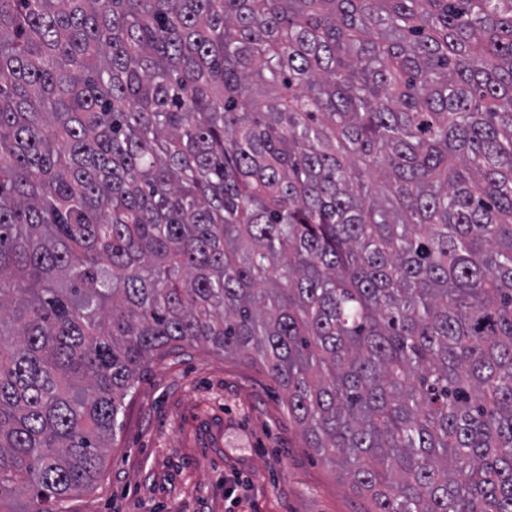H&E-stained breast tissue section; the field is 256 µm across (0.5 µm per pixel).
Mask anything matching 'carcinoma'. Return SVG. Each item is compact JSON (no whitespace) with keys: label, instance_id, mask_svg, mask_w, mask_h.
I'll return each mask as SVG.
<instances>
[{"label":"carcinoma","instance_id":"cac0c4a2","mask_svg":"<svg viewBox=\"0 0 512 512\" xmlns=\"http://www.w3.org/2000/svg\"><path fill=\"white\" fill-rule=\"evenodd\" d=\"M192 344L367 512H512V0H0V512Z\"/></svg>","mask_w":512,"mask_h":512}]
</instances>
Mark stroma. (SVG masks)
Instances as JSON below:
<instances>
[{"instance_id":"1","label":"stroma","mask_w":512,"mask_h":512,"mask_svg":"<svg viewBox=\"0 0 512 512\" xmlns=\"http://www.w3.org/2000/svg\"><path fill=\"white\" fill-rule=\"evenodd\" d=\"M308 448L259 366L210 347L154 361L93 485L68 512H366Z\"/></svg>"}]
</instances>
